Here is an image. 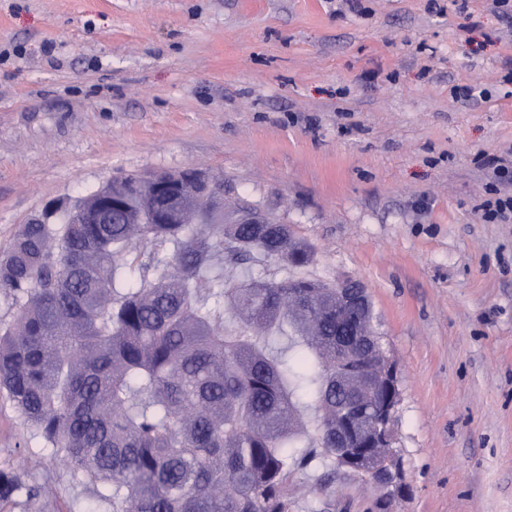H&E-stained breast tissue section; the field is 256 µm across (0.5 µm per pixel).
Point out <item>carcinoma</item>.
<instances>
[{
    "label": "carcinoma",
    "mask_w": 512,
    "mask_h": 512,
    "mask_svg": "<svg viewBox=\"0 0 512 512\" xmlns=\"http://www.w3.org/2000/svg\"><path fill=\"white\" fill-rule=\"evenodd\" d=\"M216 210L188 170L116 176L50 201L0 253V393L112 512H288V471L392 456L336 447V376L379 408L383 337L348 335L357 313L322 280L224 282L226 260L302 267L312 251L286 224ZM18 471L0 470V502L40 496Z\"/></svg>",
    "instance_id": "1"
}]
</instances>
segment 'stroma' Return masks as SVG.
I'll return each mask as SVG.
<instances>
[{
    "instance_id": "1",
    "label": "stroma",
    "mask_w": 512,
    "mask_h": 512,
    "mask_svg": "<svg viewBox=\"0 0 512 512\" xmlns=\"http://www.w3.org/2000/svg\"><path fill=\"white\" fill-rule=\"evenodd\" d=\"M507 161L497 178L486 159ZM203 169L353 279L400 370V512H512V26L491 0H0V251L54 198ZM112 512L0 395V469ZM288 512H378L288 475Z\"/></svg>"
}]
</instances>
